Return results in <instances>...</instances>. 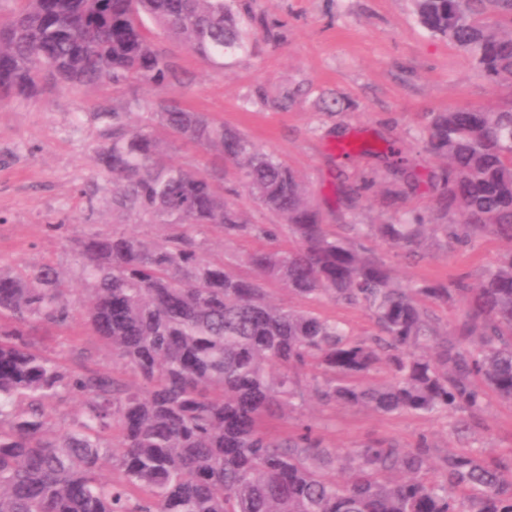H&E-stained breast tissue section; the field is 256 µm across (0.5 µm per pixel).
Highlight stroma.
I'll return each mask as SVG.
<instances>
[{"label":"stroma","mask_w":512,"mask_h":512,"mask_svg":"<svg viewBox=\"0 0 512 512\" xmlns=\"http://www.w3.org/2000/svg\"><path fill=\"white\" fill-rule=\"evenodd\" d=\"M252 20L247 50L212 67L177 40L156 39L174 64V79L158 85L109 83L73 90L47 82L35 96L0 103V268L53 264L78 281L74 239L88 227L152 239L159 225L113 210L111 175L95 162L111 120L106 112L136 100L147 112L158 103L207 113L240 131L297 170L326 223L392 221L408 211L432 208L427 184L400 199L386 197L385 167L374 155L338 158V137L376 148L397 142L420 164L435 168L414 138L426 113L465 105H493L512 93L476 76L469 58L447 40L430 36L416 19L412 0H236ZM373 174L375 193L357 209L342 203L339 177ZM208 254L248 274L246 255L267 239L225 240L219 229L199 236ZM373 249L407 280L478 278L506 250L487 235L468 244L430 251L423 259L396 256L382 242ZM73 370L111 369L96 337L80 326L49 328L39 336ZM316 427L325 445L355 449L376 439L408 447L419 434L432 441L435 460L473 447L491 456L512 451V404L490 400L479 435H452L448 422L414 414L378 415L308 401L272 431L285 438L298 423Z\"/></svg>","instance_id":"obj_1"}]
</instances>
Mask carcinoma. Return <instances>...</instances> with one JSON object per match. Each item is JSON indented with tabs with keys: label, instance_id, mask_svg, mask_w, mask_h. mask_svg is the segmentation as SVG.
Here are the masks:
<instances>
[{
	"label": "carcinoma",
	"instance_id": "obj_1",
	"mask_svg": "<svg viewBox=\"0 0 512 512\" xmlns=\"http://www.w3.org/2000/svg\"><path fill=\"white\" fill-rule=\"evenodd\" d=\"M17 2L0 20L1 101L48 79L161 84L174 68L154 46L159 35L218 68L251 38L235 0ZM413 9L425 31L471 57L479 78L512 89V0H413ZM109 115L112 137L95 157L112 174V206L164 234L84 231L77 298L54 265L0 269V512H512V454L471 448L438 466L425 434L408 448L383 440L339 453L310 424L285 439L270 431L308 397L445 415L457 435L475 427L488 398L512 404V99L429 113L418 137L439 161L428 174L435 213L350 224L347 236L328 230L295 169L207 114L160 105L138 121ZM176 142L231 162L283 223H249L224 197L218 167L169 159ZM384 158L396 196L418 187L400 146ZM375 186L364 176L342 186L343 199L354 208ZM205 226L226 240L284 230L288 248L249 253L254 276L242 277L206 253L193 235ZM486 234L509 249L475 282L405 281L368 245L416 261ZM271 283L357 307L375 331L359 336L285 307ZM434 304L456 305L461 317L443 327ZM78 308L112 370L73 371L32 341L39 325L71 327ZM380 370L387 379H374ZM66 397L79 411L61 429ZM335 465L344 479L328 472Z\"/></svg>",
	"mask_w": 512,
	"mask_h": 512
}]
</instances>
